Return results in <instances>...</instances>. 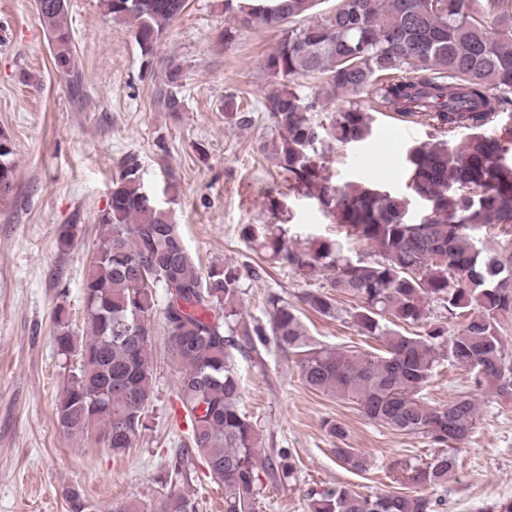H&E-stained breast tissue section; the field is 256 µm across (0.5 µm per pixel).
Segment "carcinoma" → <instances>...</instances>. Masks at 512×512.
<instances>
[{"mask_svg": "<svg viewBox=\"0 0 512 512\" xmlns=\"http://www.w3.org/2000/svg\"><path fill=\"white\" fill-rule=\"evenodd\" d=\"M320 0H224L233 23L224 43L242 30L277 27V46L264 61L273 87L264 107L279 139L271 150L286 175L285 191L268 196L269 209L298 193L325 216L366 241L376 258L354 259L337 242L294 243L277 224H246L242 237L300 276L321 274L326 287L300 297L303 307L332 317L337 297L357 303L352 315L359 335L378 339L384 351L356 346L326 347L307 335L299 309L269 296L268 326L248 323L241 312L240 269L197 267L172 212L144 190L140 166L121 163L102 231L83 283L85 338H76L67 312L58 310L54 342L58 356L78 358L56 403L59 425L72 437L95 439L120 454L148 427L153 401L151 314L157 289L165 295L167 342L180 368L179 395L190 423L191 446L181 450L170 475L184 477V459L197 458L224 487V512H256L262 476L292 480L298 460L287 448L265 449L258 430L240 407L237 356L269 343L298 358L311 390L355 403L369 420L404 435L427 440L425 461L396 460L392 481L422 491L363 494L345 484L307 493L308 512H439L441 500L428 493L448 483L458 466L459 445L477 428L472 392L446 406L429 402L423 390L436 373L440 352L470 374V383L508 399L512 351L500 334L512 318V249H491L478 232L498 226L512 234V0H334L317 21L307 16ZM106 14L129 23L144 65L152 66L161 37L187 7V0H102ZM56 70H73L74 42L68 0H35ZM410 77L377 84L384 74ZM318 78L336 108L328 122L312 119L316 100L297 93L295 81ZM374 90L377 105L439 131L462 132L457 143L428 140L410 146L407 195L376 184H339L322 172L317 146L331 138L343 146L370 135L373 117L352 101ZM158 103L184 109L182 68L171 63ZM501 123L492 138L482 132ZM12 140L0 133V199L14 187ZM428 203L407 218L410 200ZM445 319L430 323L428 305ZM425 326L413 336L385 326ZM336 438L331 449L345 469L369 464L346 445L342 423L327 422ZM69 512H98L76 489L66 491ZM157 512H196L193 500L170 492Z\"/></svg>", "mask_w": 512, "mask_h": 512, "instance_id": "1", "label": "carcinoma"}]
</instances>
